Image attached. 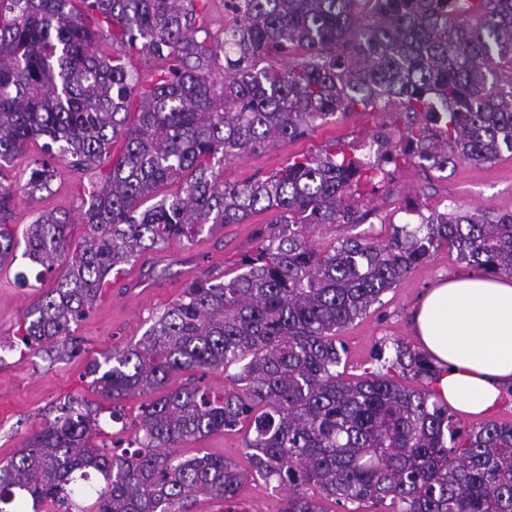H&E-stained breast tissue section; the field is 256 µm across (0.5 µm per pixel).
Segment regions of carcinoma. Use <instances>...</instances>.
Instances as JSON below:
<instances>
[{"mask_svg":"<svg viewBox=\"0 0 512 512\" xmlns=\"http://www.w3.org/2000/svg\"><path fill=\"white\" fill-rule=\"evenodd\" d=\"M229 6L219 45L209 0H0V264L17 245L14 186L1 166L45 137L29 194L46 187L54 160L102 169L84 192L77 245L66 213L44 212L23 234L24 256L56 274L18 325L27 349L69 335L112 271L144 250L207 224H240L259 208L283 225L241 261L244 272L192 282L137 343L112 353V367H89L114 421L121 400L160 393L140 406L128 447L101 453L103 408L65 404L0 465V512H20L24 501L38 512L47 500L70 512L91 470L103 480L92 512H189L201 498L227 505L252 476L288 491L277 512H328L320 496L389 501L394 512H512V424L489 420L461 434L428 388L438 373L428 354L398 341L382 370L355 381L336 373V330L442 245L487 275L512 276V213H442L412 231L395 227L384 242L345 238L319 254L305 231L355 223L347 201L381 167L340 146L245 184L219 180L213 167L380 101L425 117L397 142L383 139L390 160L400 152L443 169L512 153V0ZM103 27L115 58L96 47ZM133 50L168 63L143 90L122 63ZM297 50L301 62L279 67ZM177 181L181 192L158 197ZM232 366L237 388L221 395L198 377L170 385L183 371ZM245 422L248 474L222 456H176L183 442Z\"/></svg>","mask_w":512,"mask_h":512,"instance_id":"carcinoma-1","label":"carcinoma"}]
</instances>
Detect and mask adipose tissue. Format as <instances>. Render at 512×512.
<instances>
[{"label": "adipose tissue", "instance_id": "ef3b65f1", "mask_svg": "<svg viewBox=\"0 0 512 512\" xmlns=\"http://www.w3.org/2000/svg\"><path fill=\"white\" fill-rule=\"evenodd\" d=\"M412 330L439 369L437 393L463 415L491 412L512 383V279L439 281L415 305Z\"/></svg>", "mask_w": 512, "mask_h": 512}]
</instances>
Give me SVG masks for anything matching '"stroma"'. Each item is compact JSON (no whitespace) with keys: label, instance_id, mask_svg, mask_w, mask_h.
<instances>
[{"label":"stroma","instance_id":"obj_1","mask_svg":"<svg viewBox=\"0 0 512 512\" xmlns=\"http://www.w3.org/2000/svg\"><path fill=\"white\" fill-rule=\"evenodd\" d=\"M412 116L397 104L339 113L317 123L294 141H278L241 154L215 170L221 180L243 184L255 174L269 175L285 167L299 154L316 155L334 142L362 161H375V138L398 139ZM39 142L30 143L24 154L6 168L9 183L17 193L13 220L24 231L44 211L65 212L77 217L81 187L98 182L96 169H72L56 165L52 190L29 197L24 184ZM385 179L361 184L350 201L359 218L355 224H326L308 232L309 243L323 253L347 237L366 236L387 240L393 227L415 228L423 218L461 212H512V154L502 153L492 162L455 160L447 168L407 159L386 163ZM275 211H257L243 223L203 231L192 240L170 242L164 250H147L113 276L110 288L93 309L73 323L64 345L29 350L16 344V330L26 309L51 288L52 278L38 279V266L23 257L0 265V463L24 448L28 440L53 422L68 400L90 407L103 399L87 373L89 364L105 363L112 351L134 345L154 320L181 298L185 288L204 272L216 277H234L244 256L254 254L259 242L279 227ZM154 268V279L141 271ZM456 249L441 247L413 269L395 288L336 334L344 354L338 368L344 379L353 380L378 367L374 355L386 343L400 340L416 345L410 328V312L421 293L434 281L471 273ZM244 431L218 432L180 445L176 454L188 458L209 453L224 456L248 468Z\"/></svg>","mask_w":512,"mask_h":512}]
</instances>
